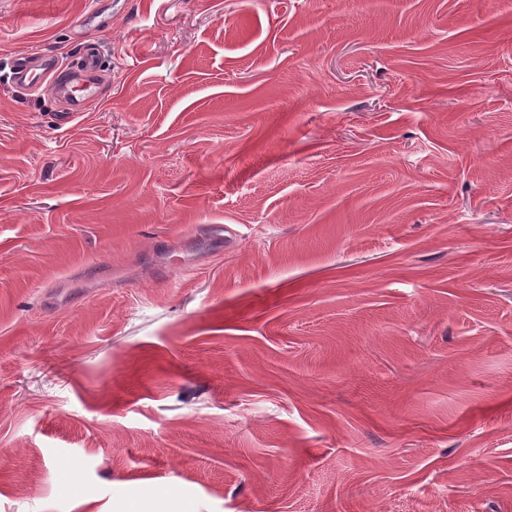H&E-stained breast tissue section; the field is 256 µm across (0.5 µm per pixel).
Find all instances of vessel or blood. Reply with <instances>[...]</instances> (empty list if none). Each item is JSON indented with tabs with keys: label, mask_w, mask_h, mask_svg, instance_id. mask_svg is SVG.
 Returning a JSON list of instances; mask_svg holds the SVG:
<instances>
[{
	"label": "vessel or blood",
	"mask_w": 512,
	"mask_h": 512,
	"mask_svg": "<svg viewBox=\"0 0 512 512\" xmlns=\"http://www.w3.org/2000/svg\"><path fill=\"white\" fill-rule=\"evenodd\" d=\"M100 54L95 44H82L73 60L60 64L48 52H19L11 59L10 72L13 84L20 90L32 91L42 85L63 94L65 108L63 119L70 120L88 111L99 94L96 83Z\"/></svg>",
	"instance_id": "vessel-or-blood-1"
}]
</instances>
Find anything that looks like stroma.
Listing matches in <instances>:
<instances>
[{"instance_id": "obj_1", "label": "stroma", "mask_w": 512, "mask_h": 512, "mask_svg": "<svg viewBox=\"0 0 512 512\" xmlns=\"http://www.w3.org/2000/svg\"><path fill=\"white\" fill-rule=\"evenodd\" d=\"M0 512H512V0H0ZM100 54L95 43H83L66 66L48 52H19L11 58L13 84L20 90L32 91L47 82L51 90L63 94L65 109L59 112L70 120L89 110L99 94L96 83Z\"/></svg>"}]
</instances>
